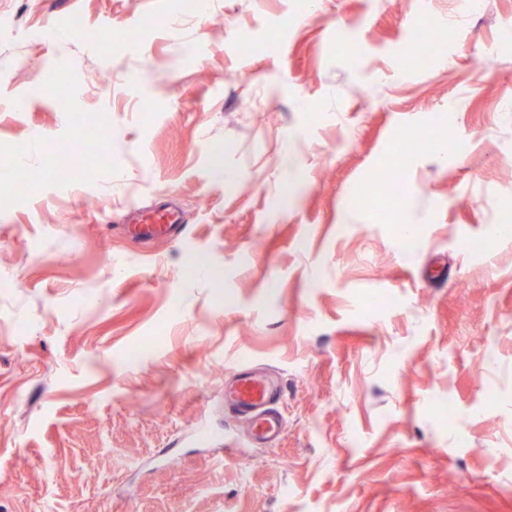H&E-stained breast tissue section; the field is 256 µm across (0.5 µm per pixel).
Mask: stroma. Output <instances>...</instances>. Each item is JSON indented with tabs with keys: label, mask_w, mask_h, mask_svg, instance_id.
Returning <instances> with one entry per match:
<instances>
[{
	"label": "stroma",
	"mask_w": 512,
	"mask_h": 512,
	"mask_svg": "<svg viewBox=\"0 0 512 512\" xmlns=\"http://www.w3.org/2000/svg\"><path fill=\"white\" fill-rule=\"evenodd\" d=\"M172 12L0 0V512H512V0ZM90 133L93 184L17 193L19 144ZM171 201L185 238L126 235ZM240 362L282 382L273 444L224 418ZM438 40H440V33H432L419 38L402 57V63L405 66H412L411 69H425L429 65L430 57L427 60L412 64L425 57Z\"/></svg>",
	"instance_id": "1"
}]
</instances>
